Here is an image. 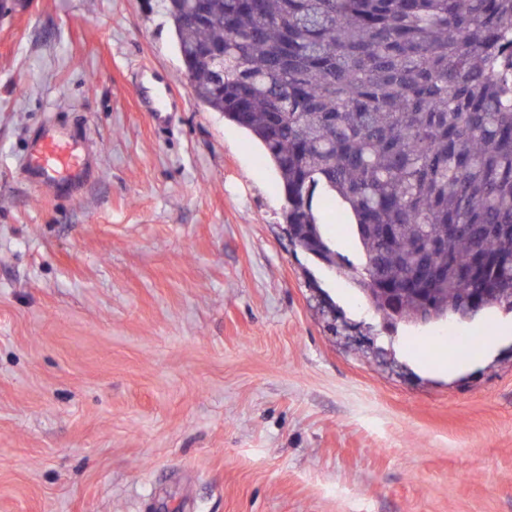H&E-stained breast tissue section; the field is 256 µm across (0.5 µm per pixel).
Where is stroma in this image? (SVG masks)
<instances>
[{
    "label": "stroma",
    "instance_id": "obj_1",
    "mask_svg": "<svg viewBox=\"0 0 512 512\" xmlns=\"http://www.w3.org/2000/svg\"><path fill=\"white\" fill-rule=\"evenodd\" d=\"M163 69L156 126L133 93ZM90 178L35 186L43 133ZM257 143L199 104L148 0H31L0 19V512H512L506 318L388 329L345 258L290 245ZM137 93L145 100L149 112L158 122H164L170 112H175L183 105L169 77L158 68L142 69Z\"/></svg>",
    "mask_w": 512,
    "mask_h": 512
}]
</instances>
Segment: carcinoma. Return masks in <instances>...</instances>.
<instances>
[{
    "instance_id": "cac0c4a2",
    "label": "carcinoma",
    "mask_w": 512,
    "mask_h": 512,
    "mask_svg": "<svg viewBox=\"0 0 512 512\" xmlns=\"http://www.w3.org/2000/svg\"><path fill=\"white\" fill-rule=\"evenodd\" d=\"M156 3L197 101L279 172L294 246L338 265L314 203L339 199L390 326L477 288L512 312V0Z\"/></svg>"
}]
</instances>
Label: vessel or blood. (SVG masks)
I'll return each mask as SVG.
<instances>
[{"label":"vessel or blood","instance_id":"1","mask_svg":"<svg viewBox=\"0 0 512 512\" xmlns=\"http://www.w3.org/2000/svg\"><path fill=\"white\" fill-rule=\"evenodd\" d=\"M137 92L160 122L165 121L170 112L176 111L183 104L169 77L156 68L142 69ZM87 164L82 139L49 134L33 144L26 170L35 183L69 185L86 177Z\"/></svg>","mask_w":512,"mask_h":512}]
</instances>
